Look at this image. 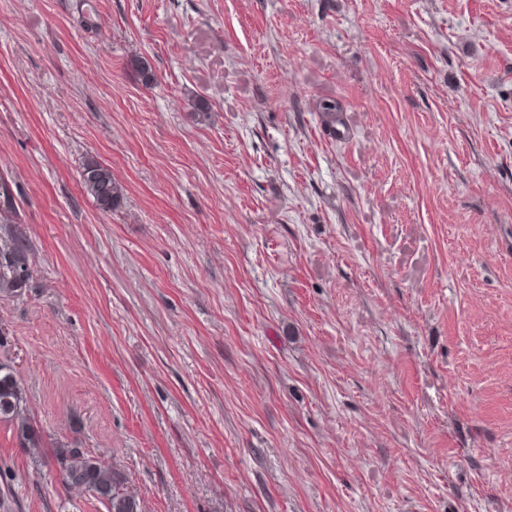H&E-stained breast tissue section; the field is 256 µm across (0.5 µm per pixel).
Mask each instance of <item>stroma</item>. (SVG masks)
I'll return each mask as SVG.
<instances>
[{
	"instance_id": "stroma-1",
	"label": "stroma",
	"mask_w": 512,
	"mask_h": 512,
	"mask_svg": "<svg viewBox=\"0 0 512 512\" xmlns=\"http://www.w3.org/2000/svg\"><path fill=\"white\" fill-rule=\"evenodd\" d=\"M79 2L0 0L46 444L142 512H512V0ZM0 512L107 510L1 422ZM82 185L99 209L119 208L124 198L122 185L112 176V169L94 158L85 161L81 171ZM46 463L68 488L92 496L107 512H141L139 498L123 487L124 475L114 467L101 464L84 448L56 442L46 454Z\"/></svg>"
}]
</instances>
